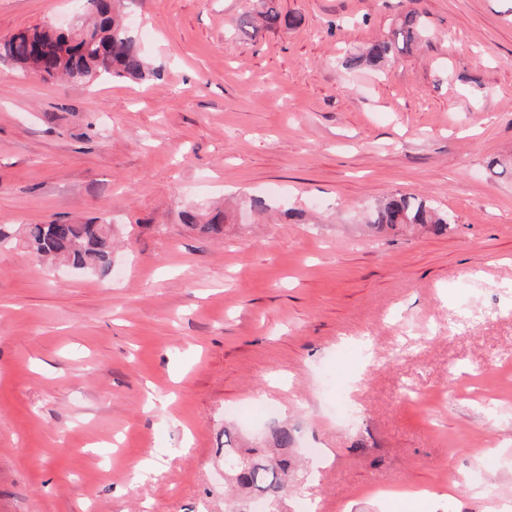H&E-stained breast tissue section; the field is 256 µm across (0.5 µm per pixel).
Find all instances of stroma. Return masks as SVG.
Wrapping results in <instances>:
<instances>
[{"label": "stroma", "instance_id": "1", "mask_svg": "<svg viewBox=\"0 0 512 512\" xmlns=\"http://www.w3.org/2000/svg\"><path fill=\"white\" fill-rule=\"evenodd\" d=\"M278 5L244 35L258 0H126L158 78L0 62V224L120 241L107 281L0 245V512H226L225 428L281 425L268 512H512V0ZM412 9L419 48L343 67ZM84 15L0 0V40ZM391 194L447 234L371 229ZM277 0H262L263 9L256 13H244L237 19V30L243 34L254 33L260 28L274 29L280 26L295 27L300 23L296 15H283ZM185 224L197 229L203 236L217 235L224 232V223L227 221L226 212H211L204 220V216L194 211H186L182 214Z\"/></svg>", "mask_w": 512, "mask_h": 512}]
</instances>
